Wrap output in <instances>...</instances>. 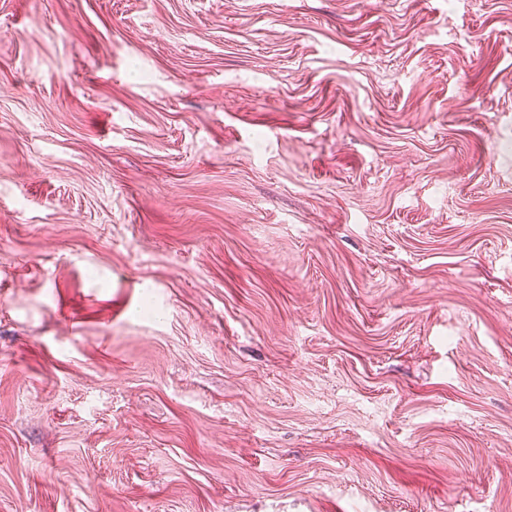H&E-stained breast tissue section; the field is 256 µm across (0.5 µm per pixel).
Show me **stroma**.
I'll return each mask as SVG.
<instances>
[{
	"label": "stroma",
	"mask_w": 512,
	"mask_h": 512,
	"mask_svg": "<svg viewBox=\"0 0 512 512\" xmlns=\"http://www.w3.org/2000/svg\"><path fill=\"white\" fill-rule=\"evenodd\" d=\"M0 512H512V0H0Z\"/></svg>",
	"instance_id": "35a3bbf8"
}]
</instances>
